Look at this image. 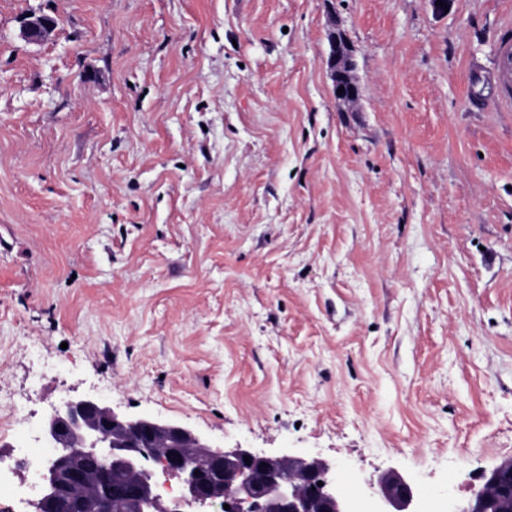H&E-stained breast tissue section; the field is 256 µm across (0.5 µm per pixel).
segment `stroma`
I'll list each match as a JSON object with an SVG mask.
<instances>
[{"label":"stroma","mask_w":512,"mask_h":512,"mask_svg":"<svg viewBox=\"0 0 512 512\" xmlns=\"http://www.w3.org/2000/svg\"><path fill=\"white\" fill-rule=\"evenodd\" d=\"M511 26L512 0H0V453L89 397L466 504L512 458ZM55 28V21L47 15L30 16L22 25V37L32 43L43 41ZM330 65L332 69L335 68L333 69V93L336 100L343 104L358 102L355 91L359 85L352 74L354 69L352 50L340 29H336L332 38ZM340 87H344V92L338 94L337 90H340ZM500 74L503 87V99L510 102V81L512 83V41L506 39L499 48Z\"/></svg>","instance_id":"35a3bbf8"}]
</instances>
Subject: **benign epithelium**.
Segmentation results:
<instances>
[{
	"label": "benign epithelium",
	"instance_id": "1",
	"mask_svg": "<svg viewBox=\"0 0 512 512\" xmlns=\"http://www.w3.org/2000/svg\"><path fill=\"white\" fill-rule=\"evenodd\" d=\"M55 28L47 15L29 17L22 37L43 41ZM330 65L337 101H358L352 50L341 30L332 38ZM51 455L40 474L34 512H79L95 494L94 512H112L122 500L136 512H184V508L230 506L228 512H354L336 482L332 464L319 457L272 456L247 448H217L173 422L124 418L91 399L65 400L46 418ZM250 457L246 464L244 457ZM180 485V497L164 501L156 491V467ZM482 486L457 512H497L512 502V459L481 475ZM322 485H317V482ZM376 512H418L414 491L388 471L370 484Z\"/></svg>",
	"mask_w": 512,
	"mask_h": 512
}]
</instances>
